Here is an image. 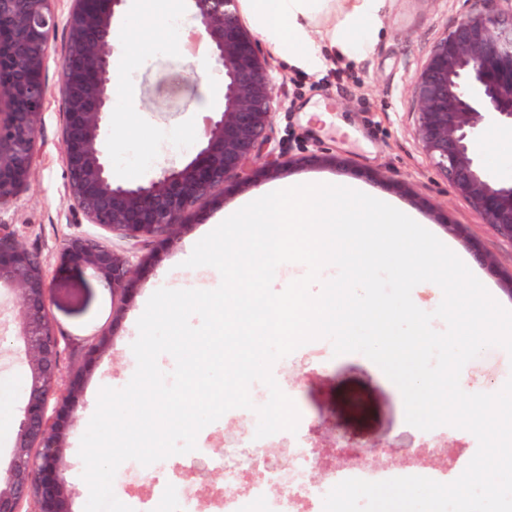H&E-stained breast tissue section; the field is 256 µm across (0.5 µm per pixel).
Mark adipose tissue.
Listing matches in <instances>:
<instances>
[{"label": "adipose tissue", "mask_w": 512, "mask_h": 512, "mask_svg": "<svg viewBox=\"0 0 512 512\" xmlns=\"http://www.w3.org/2000/svg\"><path fill=\"white\" fill-rule=\"evenodd\" d=\"M385 0H241V10L254 35L270 53L288 65L317 74L337 59L357 61L371 53L383 29ZM179 0H163L155 15L146 12L145 0H136L135 11L126 25L124 37L137 42L127 67L146 65L166 48L168 54L179 49L176 35L166 34L156 41L147 17L163 22L165 17L180 14ZM118 68L112 82L114 117L120 127H140L128 102L125 73Z\"/></svg>", "instance_id": "ef3b65f1"}]
</instances>
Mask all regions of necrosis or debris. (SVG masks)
I'll return each instance as SVG.
<instances>
[{"mask_svg": "<svg viewBox=\"0 0 512 512\" xmlns=\"http://www.w3.org/2000/svg\"><path fill=\"white\" fill-rule=\"evenodd\" d=\"M294 450L287 470L277 469L264 459L268 439L255 438L253 433L238 436L226 445L222 455L212 458L213 468L224 475V512H323V499L336 483L347 478L381 481L401 476H424L448 483L452 476L444 469L426 466L419 459L399 468L344 467L336 470L326 481L310 478L313 460L303 448L298 434L288 436ZM163 463H155L161 472L152 499L132 501L134 512H194V498L171 476L163 475ZM255 472L254 480H246L247 472ZM280 486L279 494H271L272 486Z\"/></svg>", "mask_w": 512, "mask_h": 512, "instance_id": "obj_1", "label": "necrosis or debris"}]
</instances>
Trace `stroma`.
Masks as SVG:
<instances>
[{"label":"stroma","mask_w":512,"mask_h":512,"mask_svg":"<svg viewBox=\"0 0 512 512\" xmlns=\"http://www.w3.org/2000/svg\"><path fill=\"white\" fill-rule=\"evenodd\" d=\"M483 7L482 0H390L373 51L357 62H336L318 75L296 71L270 57L276 87L268 137L281 161L279 170L250 177L226 193L201 201L176 246L153 239L134 244L116 235L99 234L103 245L130 252L134 260L156 258L122 299L113 297L103 282L83 268L56 269L65 241L92 233L93 228L66 196L60 66L68 31L62 25L55 29L50 36L52 55L44 71L48 97L39 127L36 165L17 204L0 211V225L37 254L50 272L49 316L55 328L70 339L62 349L61 365L65 371L84 375L75 403L77 425L65 441L71 512H84L89 496L81 478L80 440L100 388H123L136 370L131 344L138 336L137 320L144 305L164 279L174 288L218 287L219 278L200 268L185 267L184 262L225 209L266 184L361 180L414 210L424 224L450 237L465 255L477 248L490 254L494 269L477 263L472 269L500 304L512 307V294L506 292L502 280L503 274L512 272V243L498 237L425 156L418 136V104L412 93L414 79L438 41L459 19ZM194 67V57L175 59L159 53L146 66L128 70V91L145 122L137 132V144L125 145L124 150L131 153L136 145L147 143L159 152L142 164L113 166L114 180L142 183L159 167L184 163L195 155L198 131L204 130L208 117L224 102L222 92L191 78ZM320 104L329 121L311 114V107ZM173 135L187 136L186 148L171 150L167 139ZM309 156L321 157V164H306ZM103 334L109 343L100 350L96 343ZM278 368V382L307 416V437L315 444L310 454L316 479H329L340 463L330 455L333 442L340 437L378 446L379 456L368 460L374 467L402 466L406 449L422 447L419 429L405 421L398 387L363 354L322 361L303 345L280 361ZM462 374L468 380L467 393L478 388L496 391L512 377V356L498 347L487 348L463 367ZM25 379L18 344L6 339L0 343V400L11 412H19L26 402ZM152 476L151 468L133 460L124 462L114 478L113 492L121 501L148 496Z\"/></svg>","instance_id":"stroma-1"}]
</instances>
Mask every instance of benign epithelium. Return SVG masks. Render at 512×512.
Listing matches in <instances>:
<instances>
[{
  "instance_id": "7a95c632",
  "label": "benign epithelium",
  "mask_w": 512,
  "mask_h": 512,
  "mask_svg": "<svg viewBox=\"0 0 512 512\" xmlns=\"http://www.w3.org/2000/svg\"><path fill=\"white\" fill-rule=\"evenodd\" d=\"M130 0H72L61 18L53 0H0V211L14 206L38 155L47 99L44 69L50 33L65 21L67 48L60 78L65 105L62 162L69 199L87 223L127 241L174 244L200 200L236 186L249 162L280 164L269 149L274 77L257 39L243 25L238 0H186L209 58L224 75V108L210 117L193 158L163 167L139 184L112 179L105 129L113 112L114 35ZM485 9L458 21L437 44L413 92L427 157L457 195L502 239L512 243V178L485 168L479 139L490 126L512 135V0H483ZM147 260L104 247L87 235L66 240L59 270L81 265L124 296ZM12 292L17 312L0 333L19 343L28 372L27 402L17 417L10 462L0 465V512H70L63 440L75 425L80 379L65 374L61 342L48 316L50 283L40 259L0 226V292ZM54 411L48 412L49 403Z\"/></svg>"
}]
</instances>
